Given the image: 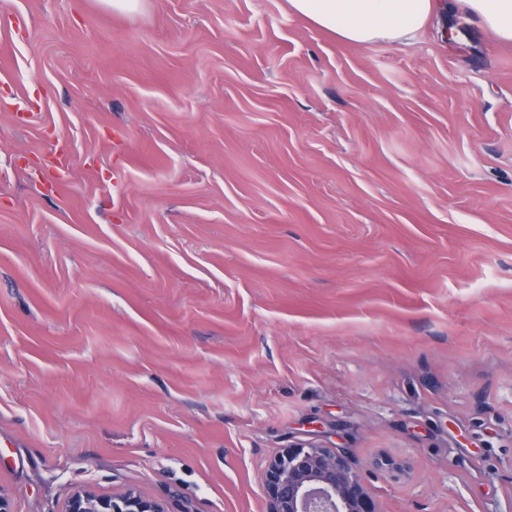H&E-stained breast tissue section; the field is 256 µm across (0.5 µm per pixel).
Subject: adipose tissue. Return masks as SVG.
<instances>
[{
	"mask_svg": "<svg viewBox=\"0 0 512 512\" xmlns=\"http://www.w3.org/2000/svg\"><path fill=\"white\" fill-rule=\"evenodd\" d=\"M290 11L341 43H410L437 13L454 8L512 43V0H288Z\"/></svg>",
	"mask_w": 512,
	"mask_h": 512,
	"instance_id": "ef3b65f1",
	"label": "adipose tissue"
}]
</instances>
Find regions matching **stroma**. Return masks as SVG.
<instances>
[{
	"label": "stroma",
	"instance_id": "35a3bbf8",
	"mask_svg": "<svg viewBox=\"0 0 512 512\" xmlns=\"http://www.w3.org/2000/svg\"><path fill=\"white\" fill-rule=\"evenodd\" d=\"M512 512V45L287 0H0V491ZM290 11L341 43H410L445 0H287ZM268 512H383L348 460L304 446L274 458L265 473Z\"/></svg>",
	"mask_w": 512,
	"mask_h": 512
}]
</instances>
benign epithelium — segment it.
I'll return each mask as SVG.
<instances>
[{
  "mask_svg": "<svg viewBox=\"0 0 512 512\" xmlns=\"http://www.w3.org/2000/svg\"><path fill=\"white\" fill-rule=\"evenodd\" d=\"M268 512H383L348 460L329 448H290L265 473ZM65 512H165L133 491L115 501L88 490L75 492Z\"/></svg>",
  "mask_w": 512,
  "mask_h": 512,
  "instance_id": "obj_1",
  "label": "benign epithelium"
}]
</instances>
